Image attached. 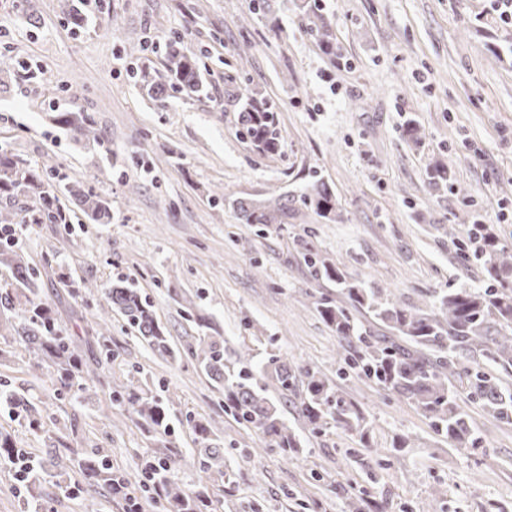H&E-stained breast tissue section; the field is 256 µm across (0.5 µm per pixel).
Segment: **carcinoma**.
Segmentation results:
<instances>
[{"label":"carcinoma","instance_id":"1","mask_svg":"<svg viewBox=\"0 0 512 512\" xmlns=\"http://www.w3.org/2000/svg\"><path fill=\"white\" fill-rule=\"evenodd\" d=\"M304 29L315 38L319 51L328 58L340 56V47L322 14L317 0H296ZM61 13L75 29L82 28L87 16L73 3L61 0ZM166 66L162 73L146 67L136 71L140 89L159 106H165L171 93L198 98L206 93L201 58L184 50L183 36L171 33L165 40ZM53 121L70 132L77 142L99 139L94 122L82 111H63ZM238 132L266 154H276L281 141L275 127V109L252 96L238 107ZM449 168L437 162L425 170L424 183L431 191L448 186ZM59 166L51 156L38 166L22 163L7 148H0V224H66L64 208L57 204L54 182ZM69 200L91 224H108L109 202L95 190L74 184ZM304 208L330 221L341 217L336 194L319 178L300 197ZM295 199L286 192L258 201L237 198L232 201L244 224H280L288 219ZM480 259L485 284L479 288H450L433 294L430 305L409 306L394 299L383 288L367 287L348 276L340 262L329 263L316 254H304V261L315 276L336 283L345 303L328 295L316 300L322 321L336 334L343 349V361L356 375L416 407L430 422L434 432L464 452L479 448L480 438L471 428L467 415L456 401L457 381H464L470 394L498 420L512 424V389L501 376L512 377V248L485 224L480 228ZM0 265L11 271V282L0 285V327L5 325L15 340L35 355L37 366L60 388L83 393L94 380L95 372L84 362L70 337L63 335L51 306L40 297V288L23 258L10 247L0 249ZM120 314L155 353L176 359L181 354L195 358L201 370L224 389V406L272 448L286 456L301 448V441L288 427L281 406L292 405L310 433L317 434L334 423L348 431L366 436V418L327 379L309 367L270 355L258 367L253 356L233 352L235 369L224 358V338L201 336L196 345L179 350L160 326L151 305L135 288L116 284L107 292L100 319L108 328L110 312ZM365 313L385 328L389 335H372L356 314ZM274 386L278 399L268 395ZM112 394L123 405L135 410L145 425L162 435L170 430V415L164 400L132 385L113 384ZM0 398L17 409L38 430L40 407L14 392ZM199 448L197 490L188 492L171 477L179 460L170 458L150 469L153 499L163 512H213L208 484L213 475L225 478L224 449L213 438L211 428L191 422ZM24 455L8 434L0 433V459L15 460ZM47 455L60 475L74 468L83 483L72 487L78 493L96 488L112 494V468L99 448H50ZM352 512H385L384 503L375 498L358 497L349 503Z\"/></svg>","mask_w":512,"mask_h":512}]
</instances>
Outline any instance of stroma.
Here are the masks:
<instances>
[{
	"label": "stroma",
	"mask_w": 512,
	"mask_h": 512,
	"mask_svg": "<svg viewBox=\"0 0 512 512\" xmlns=\"http://www.w3.org/2000/svg\"><path fill=\"white\" fill-rule=\"evenodd\" d=\"M341 48L330 61L302 27L292 0H82V30L59 0H0V146L35 165L52 155L61 180L108 197L112 220L34 224L17 235L41 296L67 336L95 366L104 291L138 288L176 346L202 331L182 316L190 300L230 349L277 354L330 378L365 413L371 434L327 426L310 435L293 409L284 418L304 440L283 457L224 410V392L197 361L152 352L120 315L109 324L108 372L77 395L58 389L9 333L0 388L40 401L32 433L0 402V431L38 459L55 439L99 448L125 480L140 512H158L141 485L147 463L171 456L192 486L198 464L191 420L210 422L235 486H211L216 512H349L360 491L388 512H512V424L493 418L458 385L457 402L482 439L475 453L451 448L414 406L374 383L341 375L335 334L314 302L337 295L303 260L310 250L343 263L368 285L409 305L433 292L484 280L468 231L474 217L512 246V20L499 0H320ZM117 30H110L111 19ZM181 33L210 70L204 96L157 108L133 72L162 70L163 43ZM274 104L279 154H261L237 132L238 99ZM86 112L98 142L74 141L51 120ZM422 140L408 142L406 121ZM447 163L451 181L428 191L424 172ZM336 193L341 218L327 223L304 207L284 224L240 223L231 201L275 190L300 195L313 177ZM133 382L170 408L167 434L147 436L138 417L112 399L113 380ZM42 479L30 499L16 467L0 460V512H128L96 490L73 495Z\"/></svg>",
	"instance_id": "obj_1"
}]
</instances>
